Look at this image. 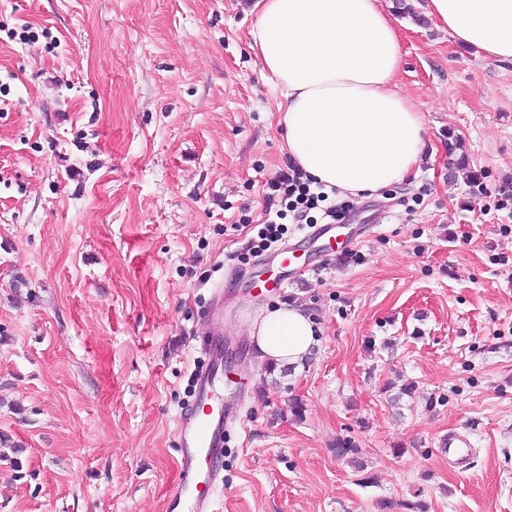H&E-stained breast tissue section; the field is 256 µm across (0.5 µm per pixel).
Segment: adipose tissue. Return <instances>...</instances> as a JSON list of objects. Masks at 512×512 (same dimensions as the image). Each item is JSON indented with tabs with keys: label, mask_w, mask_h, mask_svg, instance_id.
Here are the masks:
<instances>
[{
	"label": "adipose tissue",
	"mask_w": 512,
	"mask_h": 512,
	"mask_svg": "<svg viewBox=\"0 0 512 512\" xmlns=\"http://www.w3.org/2000/svg\"><path fill=\"white\" fill-rule=\"evenodd\" d=\"M253 48L277 93L285 149L307 178L364 198L405 180L425 147L423 117L400 90L401 42L383 0H255ZM451 39L512 62V0H429ZM256 358L297 369L319 344L304 305L264 311Z\"/></svg>",
	"instance_id": "1"
}]
</instances>
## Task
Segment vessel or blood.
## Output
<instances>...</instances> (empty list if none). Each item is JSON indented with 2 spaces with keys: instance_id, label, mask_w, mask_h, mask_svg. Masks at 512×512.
<instances>
[{
  "instance_id": "b4317fda",
  "label": "vessel or blood",
  "mask_w": 512,
  "mask_h": 512,
  "mask_svg": "<svg viewBox=\"0 0 512 512\" xmlns=\"http://www.w3.org/2000/svg\"><path fill=\"white\" fill-rule=\"evenodd\" d=\"M224 310L216 308L210 328L209 360L195 375V395L209 406L202 416L193 407L184 408L175 433L181 444V484L170 494L166 512H218L217 488L223 482L220 462L224 456V428L236 419L225 405L217 383L224 373Z\"/></svg>"
}]
</instances>
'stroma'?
<instances>
[{"mask_svg":"<svg viewBox=\"0 0 512 512\" xmlns=\"http://www.w3.org/2000/svg\"><path fill=\"white\" fill-rule=\"evenodd\" d=\"M252 2L0 0V512H166L219 286L241 417L219 512H512V63L386 0L420 169L336 196L335 241L288 215L261 251L289 160ZM278 301L321 330L294 373L248 337Z\"/></svg>","mask_w":512,"mask_h":512,"instance_id":"obj_1","label":"stroma"}]
</instances>
